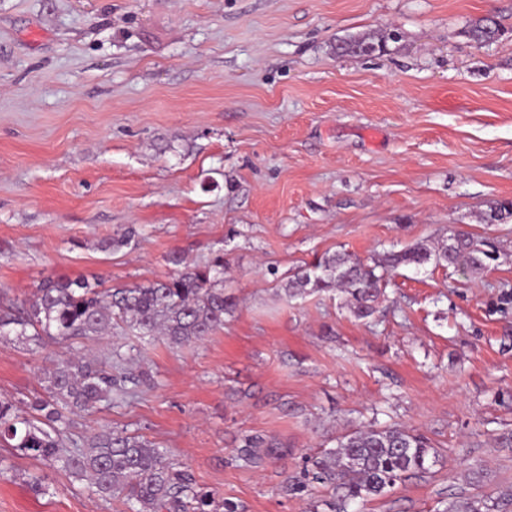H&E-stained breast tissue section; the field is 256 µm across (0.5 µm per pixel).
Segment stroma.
Here are the masks:
<instances>
[{"label": "stroma", "mask_w": 512, "mask_h": 512, "mask_svg": "<svg viewBox=\"0 0 512 512\" xmlns=\"http://www.w3.org/2000/svg\"><path fill=\"white\" fill-rule=\"evenodd\" d=\"M491 17L489 45L467 31ZM400 33L383 53L338 39ZM512 0H0V302L47 278L159 279L223 253L237 306L191 346H135V393L74 416L71 442L143 436L238 512H330L288 482L338 435L395 423L438 451L354 512H512ZM129 246L102 242L128 227ZM465 230L481 273L399 268L381 313L280 287L327 252L363 258ZM277 267L270 276L269 267ZM65 345L0 341V399L29 408ZM250 436L283 455L256 464ZM39 475L44 491L30 482ZM0 447V512H120Z\"/></svg>", "instance_id": "stroma-1"}]
</instances>
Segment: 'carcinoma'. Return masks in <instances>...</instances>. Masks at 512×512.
I'll use <instances>...</instances> for the list:
<instances>
[{"mask_svg":"<svg viewBox=\"0 0 512 512\" xmlns=\"http://www.w3.org/2000/svg\"><path fill=\"white\" fill-rule=\"evenodd\" d=\"M503 29L487 17L475 23L469 36L479 44L496 42ZM400 34L388 32L379 41L349 38L336 45L341 55L383 51ZM512 217V200L490 209L485 222L495 224ZM136 230L103 242L118 250L131 244ZM497 250L484 239L463 230L448 242L431 246L417 242L380 259L367 261L349 252L326 253L294 274L284 284L289 298L338 290L345 294L354 316L367 319L379 311L385 298V274L401 266L417 269L427 264L478 273L496 260ZM168 261L172 274L131 287L105 288L87 279L44 280L28 304L17 310L0 305V340L17 336L37 347L48 342L67 344L70 356L44 373V394L22 410L0 400V447L62 469L88 482L101 498L118 500L127 512H236L230 503L216 502L213 493L197 488L191 474L170 462L155 443L136 434L102 429L83 441L66 446L70 416L89 413L102 403L123 398L140 384L129 367L133 358L114 350L107 360L87 355L76 343L92 336H110L112 330H128L140 338L162 336L175 346H190L224 327V314L236 303L224 295V256L204 265L190 266L173 253ZM245 455L261 461L281 454L280 443L261 436L245 441ZM437 451L420 433L404 425L353 429L336 438V446L307 461L289 491L303 494L319 484L331 491V512H348L357 499L381 497L396 483L429 470ZM484 499L450 503L444 512H491Z\"/></svg>","mask_w":512,"mask_h":512,"instance_id":"carcinoma-1","label":"carcinoma"}]
</instances>
